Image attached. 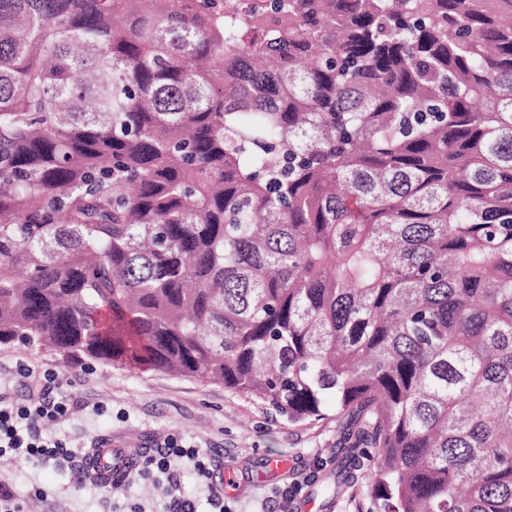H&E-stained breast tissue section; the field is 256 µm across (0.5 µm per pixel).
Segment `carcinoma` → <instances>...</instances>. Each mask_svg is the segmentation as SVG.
I'll use <instances>...</instances> for the list:
<instances>
[{"label":"carcinoma","instance_id":"obj_1","mask_svg":"<svg viewBox=\"0 0 512 512\" xmlns=\"http://www.w3.org/2000/svg\"><path fill=\"white\" fill-rule=\"evenodd\" d=\"M0 344L512 512V0H0Z\"/></svg>","mask_w":512,"mask_h":512}]
</instances>
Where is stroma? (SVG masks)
Returning <instances> with one entry per match:
<instances>
[{
	"instance_id": "1",
	"label": "stroma",
	"mask_w": 512,
	"mask_h": 512,
	"mask_svg": "<svg viewBox=\"0 0 512 512\" xmlns=\"http://www.w3.org/2000/svg\"><path fill=\"white\" fill-rule=\"evenodd\" d=\"M56 374L72 414L45 424L68 456L0 457V485L26 512H167L164 483L136 474L119 490L83 484L82 461L97 439L115 437L153 453L167 440L202 448L215 474L232 472L224 512H373L368 479L338 481L335 419L292 422L243 394L164 371L64 357L49 349L0 345V405L24 402L34 380ZM288 469L271 477V459ZM291 491L282 500V491Z\"/></svg>"
}]
</instances>
